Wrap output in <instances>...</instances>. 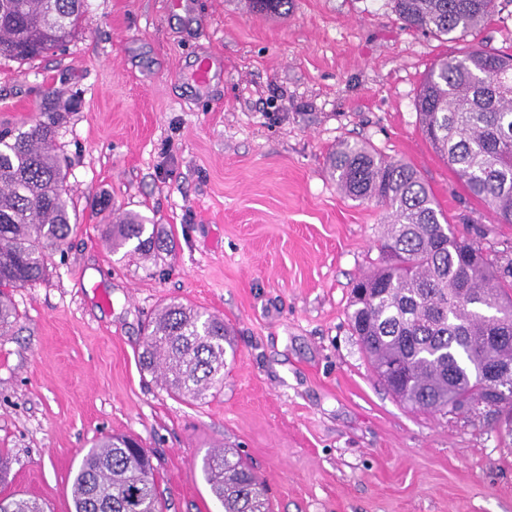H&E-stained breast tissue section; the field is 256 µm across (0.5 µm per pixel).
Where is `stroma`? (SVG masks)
<instances>
[{
    "label": "stroma",
    "instance_id": "35a3bbf8",
    "mask_svg": "<svg viewBox=\"0 0 512 512\" xmlns=\"http://www.w3.org/2000/svg\"><path fill=\"white\" fill-rule=\"evenodd\" d=\"M474 45L512 53V0L450 40L406 28L391 0H290L280 18L246 0H87L65 50L0 57V122L60 115L78 219L45 279L14 290L19 321L0 337V494L73 512L81 449L127 434L153 457L164 512H216L200 466L222 445L271 512H512V437L406 408L353 336L350 291L383 262L385 211L328 170L339 143H367L412 165L488 259L512 250V224L419 124L428 70ZM127 211L173 251L112 253L102 230ZM172 302L230 327L221 394L182 402L141 370L146 325Z\"/></svg>",
    "mask_w": 512,
    "mask_h": 512
}]
</instances>
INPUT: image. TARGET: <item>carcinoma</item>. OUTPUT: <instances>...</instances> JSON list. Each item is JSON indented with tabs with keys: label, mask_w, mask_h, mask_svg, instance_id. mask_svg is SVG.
<instances>
[{
	"label": "carcinoma",
	"mask_w": 512,
	"mask_h": 512,
	"mask_svg": "<svg viewBox=\"0 0 512 512\" xmlns=\"http://www.w3.org/2000/svg\"><path fill=\"white\" fill-rule=\"evenodd\" d=\"M258 13H288L289 0H249ZM406 28L453 39L495 15L497 0H393ZM86 14L85 0H0V56L28 60L61 50ZM421 130L469 193L499 224H512V54L473 46L433 64L417 97ZM59 114L29 128L0 127V336L18 320L12 292L47 274L54 251L75 230L67 165L56 150ZM337 189L387 212L384 266L352 287V334L387 388L407 407L455 414L481 406L512 435V375L505 396L483 372L512 365V257L492 263L449 224L409 164L360 142L329 158ZM105 241L145 261L171 252L156 224L128 213ZM234 355L224 318L182 303L157 311L142 345L143 370L169 393L202 401L224 386ZM202 477L223 512H270L266 488L238 451L206 454ZM150 453L130 437L92 444L72 475L74 512H163ZM0 512H46L24 497H0Z\"/></svg>",
	"instance_id": "cac0c4a2"
}]
</instances>
